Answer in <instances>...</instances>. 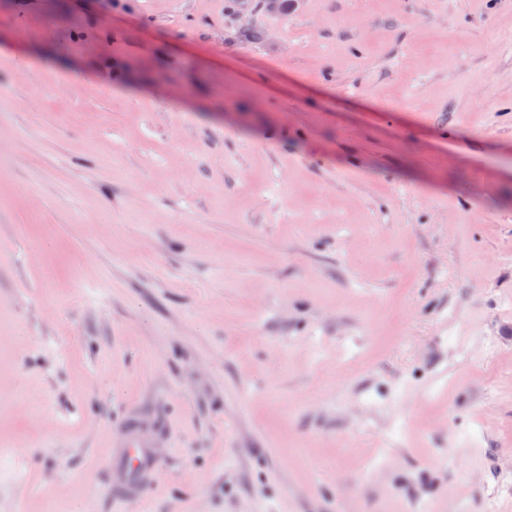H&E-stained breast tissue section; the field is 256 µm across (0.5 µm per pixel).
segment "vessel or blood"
Segmentation results:
<instances>
[{
    "label": "vessel or blood",
    "mask_w": 512,
    "mask_h": 512,
    "mask_svg": "<svg viewBox=\"0 0 512 512\" xmlns=\"http://www.w3.org/2000/svg\"><path fill=\"white\" fill-rule=\"evenodd\" d=\"M162 430L158 419L132 409L111 444L112 486L125 499L144 498L153 489V476L162 463L154 438Z\"/></svg>",
    "instance_id": "vessel-or-blood-1"
}]
</instances>
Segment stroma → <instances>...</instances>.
<instances>
[{
    "instance_id": "stroma-1",
    "label": "stroma",
    "mask_w": 512,
    "mask_h": 512,
    "mask_svg": "<svg viewBox=\"0 0 512 512\" xmlns=\"http://www.w3.org/2000/svg\"><path fill=\"white\" fill-rule=\"evenodd\" d=\"M50 497L512 512V0H0V512ZM160 421L139 408L132 409L117 436H112L109 464L112 486L124 499L144 498L153 489V476L162 457L154 438Z\"/></svg>"
}]
</instances>
